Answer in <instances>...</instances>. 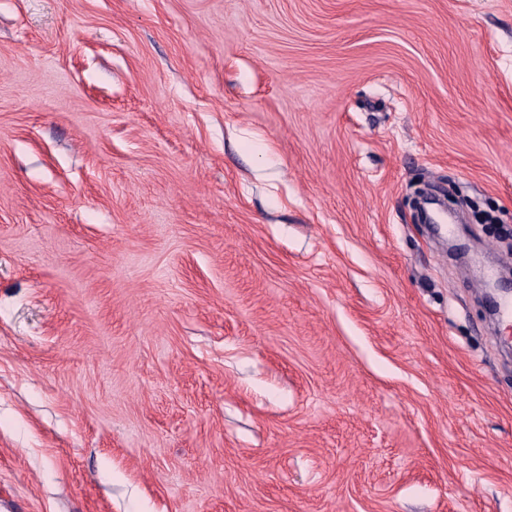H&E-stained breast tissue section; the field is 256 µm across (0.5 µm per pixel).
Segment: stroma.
Wrapping results in <instances>:
<instances>
[{"mask_svg":"<svg viewBox=\"0 0 512 512\" xmlns=\"http://www.w3.org/2000/svg\"><path fill=\"white\" fill-rule=\"evenodd\" d=\"M510 266L512 0H0V512H512Z\"/></svg>","mask_w":512,"mask_h":512,"instance_id":"obj_1","label":"stroma"}]
</instances>
